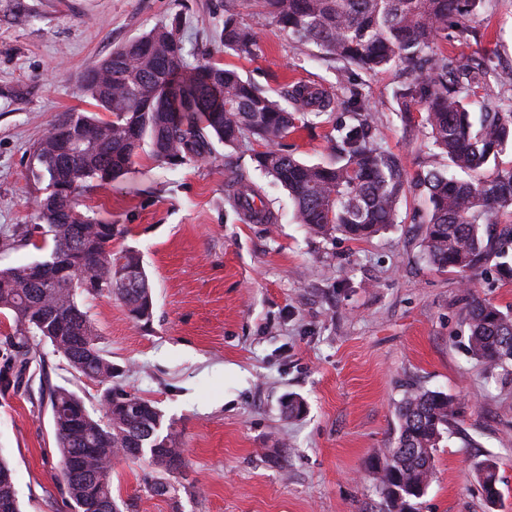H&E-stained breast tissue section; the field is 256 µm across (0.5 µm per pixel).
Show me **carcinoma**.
Returning <instances> with one entry per match:
<instances>
[{
  "mask_svg": "<svg viewBox=\"0 0 512 512\" xmlns=\"http://www.w3.org/2000/svg\"><path fill=\"white\" fill-rule=\"evenodd\" d=\"M483 0H260L261 14L287 30L299 46L313 45L332 60L344 93L348 121L339 125L333 159L308 164L288 154L281 141L297 122L333 108L335 94L306 83L284 88L281 104L240 74L205 58L187 62L181 41L167 24L112 50L98 64L101 81L82 77L77 93L93 101L95 112H66L76 142L70 153L51 126L30 152V166L48 178L54 191L34 201L37 219L53 246L49 255L0 269V311L9 314L10 342L17 372H0V382L18 383L29 363V337L49 343L77 375L105 385L100 410L90 411L75 392L49 388L61 476L73 503L96 494L104 512H120L112 496V464L122 458L147 463L143 484L154 496L175 491L185 467L172 425L150 401L112 384V360L82 299L116 297L130 315L147 322L153 298L140 253L112 248L113 225L77 209L91 183L103 187L122 176L143 146L159 162L205 161L211 139L227 146L251 135L263 143L255 154L260 170L288 191L297 223L322 235L364 240L394 223L406 191L424 196L428 214L423 248L440 271H456L468 288L471 276L488 264L512 274V99L495 87L512 85V70L492 72L456 64L433 49L436 36L454 23L458 34ZM224 49L249 54L256 46L251 27L224 9ZM403 66L406 77L394 95L402 107L419 106L420 126L448 168L405 177L398 160L376 140L370 108L353 83L352 70L374 72ZM107 112V120L98 112ZM227 188L236 205L269 223L273 215L243 175ZM140 269L134 282L116 276L118 264ZM467 351L488 367H512V313L471 297L464 316ZM462 401L438 390L412 387L395 406L398 436L374 453L368 468L382 512H415L434 477L435 452L453 434ZM142 448L150 456L139 457ZM486 503L501 499L496 462L475 466ZM0 512H21L15 470L0 457Z\"/></svg>",
  "mask_w": 512,
  "mask_h": 512,
  "instance_id": "1",
  "label": "carcinoma"
}]
</instances>
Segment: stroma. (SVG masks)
<instances>
[{
	"instance_id": "1",
	"label": "stroma",
	"mask_w": 512,
	"mask_h": 512,
	"mask_svg": "<svg viewBox=\"0 0 512 512\" xmlns=\"http://www.w3.org/2000/svg\"><path fill=\"white\" fill-rule=\"evenodd\" d=\"M225 0H0V236L31 230L30 245L0 250V268L45 258L33 201L45 183L29 152L65 112H88L76 84L112 49L174 24L188 62L209 54L272 96L286 85L336 88V62L259 17L257 0H234L257 36L253 54L225 50ZM437 47L454 61L512 68V0H488ZM354 78L379 144L407 175L442 166L424 132L401 116L400 67ZM341 108L307 117L285 141L295 156L329 160ZM260 144L214 143L208 161L168 167L141 152L128 172L80 199L83 213L115 225L114 248L143 256L153 292L149 323L117 299L84 302L124 388L171 423L186 468L174 499L146 492L144 467L117 461L121 512H379L367 469L396 436L395 405L414 384L459 396L463 415L435 456L419 512H512V372L486 378L466 350L470 295L512 311V277L479 271L471 288L427 261V204L407 192L396 224L363 242L325 238L294 222L288 193L256 168ZM245 175L275 219L247 220L225 184ZM23 382L0 386V453L11 462L21 512H75L60 474L48 388L64 386L99 410L101 384L72 373L50 344L32 340ZM307 411L284 413L288 396ZM493 459L502 499L488 509L473 471Z\"/></svg>"
}]
</instances>
